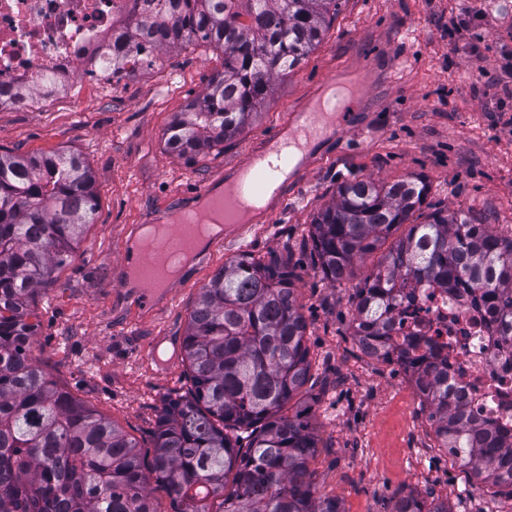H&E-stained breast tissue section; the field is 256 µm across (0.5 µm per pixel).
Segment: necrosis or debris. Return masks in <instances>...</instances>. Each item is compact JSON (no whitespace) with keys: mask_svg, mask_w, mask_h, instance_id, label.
<instances>
[{"mask_svg":"<svg viewBox=\"0 0 512 512\" xmlns=\"http://www.w3.org/2000/svg\"><path fill=\"white\" fill-rule=\"evenodd\" d=\"M150 0H0V102L26 108L38 95L68 97L75 82L100 85L98 68L131 15ZM395 338L425 336L448 353V385L476 416L512 433V354L478 294L421 284L405 290Z\"/></svg>","mask_w":512,"mask_h":512,"instance_id":"4bbe7bcc","label":"necrosis or debris"}]
</instances>
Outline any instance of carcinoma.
Returning <instances> with one entry per match:
<instances>
[{
    "mask_svg": "<svg viewBox=\"0 0 512 512\" xmlns=\"http://www.w3.org/2000/svg\"><path fill=\"white\" fill-rule=\"evenodd\" d=\"M226 0H157L106 56L117 78L124 58L207 43L224 70L178 114L169 151L192 160L224 148L255 118L274 78L292 74L319 42L339 0H245L247 21ZM82 155L0 152V512H345L316 494L307 322L294 271L277 255L242 254L200 288L183 339L190 392L161 410L150 457L109 419L62 390L33 356L39 287L79 244L97 209ZM421 176L391 184L343 182L310 224L314 269L334 285L403 224L406 235L357 289L351 336L361 352L408 373L428 410L438 447L512 499V435L470 414L448 389V364L425 336L392 338L393 311L411 283L450 292L479 288L512 350V237L470 211L427 202ZM296 408L289 409L291 402ZM392 512H452L448 501L398 499Z\"/></svg>",
    "mask_w": 512,
    "mask_h": 512,
    "instance_id": "carcinoma-1",
    "label": "carcinoma"
}]
</instances>
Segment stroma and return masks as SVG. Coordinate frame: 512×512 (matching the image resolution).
Listing matches in <instances>:
<instances>
[{"mask_svg": "<svg viewBox=\"0 0 512 512\" xmlns=\"http://www.w3.org/2000/svg\"><path fill=\"white\" fill-rule=\"evenodd\" d=\"M471 3L340 0L320 43L296 73L274 82L244 133L191 162L170 154L166 139L178 112L223 67L210 46L160 53V66L139 68L114 92L75 85L77 108L59 98L0 109L1 149L73 150L95 177L94 222L34 305L33 349L58 386L150 452L160 410L190 387L182 340L200 288L230 258L277 254L295 273L308 324L306 389L316 397L317 438L310 468L319 492L337 497L345 512H391L397 496L431 493L453 512H512V500L491 489L464 496L467 474L438 448L409 375L353 342L356 290L378 254L333 286L315 273L308 238L313 215L342 181L411 175L426 177L436 207L475 211L492 232L512 236V135L498 125L512 99L496 86L512 56V0H484L486 19L449 31ZM364 64L369 100L347 147L327 150L268 223L225 233L223 247L186 267L172 300L147 312L138 289L123 285L129 232L192 203L328 77Z\"/></svg>", "mask_w": 512, "mask_h": 512, "instance_id": "stroma-1", "label": "stroma"}]
</instances>
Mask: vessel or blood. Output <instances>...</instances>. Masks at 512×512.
Here are the masks:
<instances>
[{
  "instance_id": "b4317fda",
  "label": "vessel or blood",
  "mask_w": 512,
  "mask_h": 512,
  "mask_svg": "<svg viewBox=\"0 0 512 512\" xmlns=\"http://www.w3.org/2000/svg\"><path fill=\"white\" fill-rule=\"evenodd\" d=\"M364 104L365 97L357 88L346 92L337 90L328 103L323 102L321 93H314L296 109L288 123L277 128L242 163L226 171L220 187L204 190L203 199L223 209L227 229L241 230L242 225L234 214L243 199H261L263 207L253 221L268 222L286 201L288 188L303 184L319 158L318 145L339 140L342 129L355 121ZM186 242V236L181 234L156 246L150 273L139 277L146 307L169 298V291L161 290L155 273Z\"/></svg>"
}]
</instances>
